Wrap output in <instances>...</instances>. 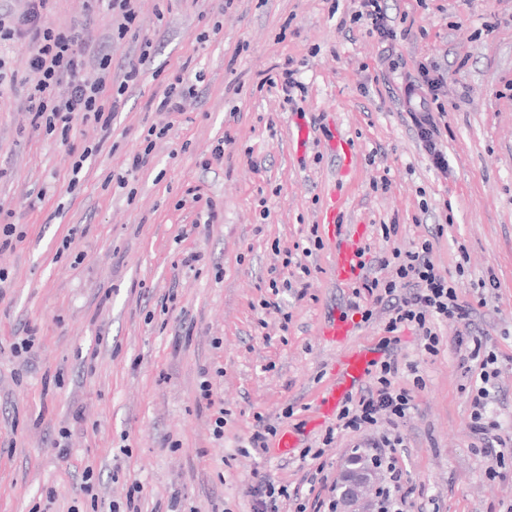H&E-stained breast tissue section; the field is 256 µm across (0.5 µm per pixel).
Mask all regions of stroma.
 <instances>
[{
  "mask_svg": "<svg viewBox=\"0 0 512 512\" xmlns=\"http://www.w3.org/2000/svg\"><path fill=\"white\" fill-rule=\"evenodd\" d=\"M387 5L398 20L389 54L350 23L353 0H141L122 38L105 0H53L43 21L76 33L85 78L100 53L111 52L118 80L142 38L156 45L107 138L78 119L65 138L33 130L24 91L35 45L0 44L12 76L0 86V209L26 232L0 251V512H108L136 482L141 512H168L174 495L179 512H252L249 489L263 479L309 506L339 500L308 478L321 467L338 483L350 457L370 461L357 435L336 431L304 463L239 449L260 417L315 437L305 425L333 361L320 327L349 293L332 279L330 245L301 255L305 293L281 289L276 310L263 302L270 269L291 278L282 253L306 244L332 191L347 223L367 225L371 253L432 241L501 363L491 408L512 432V0ZM288 58L304 85L292 106L268 83ZM423 63L448 75L436 118L443 172L403 98ZM178 69L194 93L170 117L149 101ZM338 132L357 156L345 176L327 148ZM220 140L224 158L211 161ZM143 150L147 165L126 174ZM382 180L387 189L374 190ZM212 204L219 220L195 227ZM384 223L397 235L383 238ZM190 252L202 256L192 268ZM489 277L497 287L480 289ZM29 327L26 360L14 345ZM458 331L441 327L433 355L400 334L397 387L425 381L393 451L413 490L408 512H512V451L491 461L468 429L475 375ZM205 377L211 407L199 399Z\"/></svg>",
  "mask_w": 512,
  "mask_h": 512,
  "instance_id": "1",
  "label": "stroma"
}]
</instances>
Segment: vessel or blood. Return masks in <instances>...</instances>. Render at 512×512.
<instances>
[{
    "mask_svg": "<svg viewBox=\"0 0 512 512\" xmlns=\"http://www.w3.org/2000/svg\"><path fill=\"white\" fill-rule=\"evenodd\" d=\"M342 204L336 196H329L319 215V222L326 228L334 249L331 260L332 277L336 285L354 282L360 275L359 252L366 242L362 225H345L341 222ZM355 326L351 321L331 319L321 330L324 343L336 348V360L328 386L317 400L309 421L318 427L335 416L339 404L353 393L368 376L375 359L371 348L352 345Z\"/></svg>",
    "mask_w": 512,
    "mask_h": 512,
    "instance_id": "obj_1",
    "label": "vessel or blood"
}]
</instances>
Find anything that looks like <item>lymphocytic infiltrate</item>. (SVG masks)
I'll return each mask as SVG.
<instances>
[{"mask_svg":"<svg viewBox=\"0 0 512 512\" xmlns=\"http://www.w3.org/2000/svg\"><path fill=\"white\" fill-rule=\"evenodd\" d=\"M49 0H27L21 13L0 11V42L21 37H31L37 48L30 60V67L37 80L27 93L28 112L33 128H45L46 132H69L73 118L93 121L103 132H110L112 120L119 106V98L137 83L139 66L150 60L153 48L151 39H143L139 45L136 65L130 66L120 83L112 81V59L101 55L98 76L95 80L84 79L81 62L74 49L76 37L70 32L43 24L42 18ZM67 83L66 96L57 97L53 89ZM445 83L443 73L436 67L420 66L418 74L404 87L406 100H418L419 112L412 122L435 169L446 167V159L438 146L439 129L434 114L444 111L439 92ZM430 240H420L410 251L393 250L391 255L379 257L381 268L387 269L388 277H363L359 288L353 289L348 308L370 318L371 308L383 305L389 314L385 326L386 335L382 347L384 360L377 362L372 384L360 390L342 404L337 415V427L353 433H362L376 426L380 417H387L395 427L406 418L414 407V391L423 388V378H416L414 389L399 388L395 380L399 362L394 355L399 329L412 327L418 331L426 353L438 351L440 336L436 323L470 324L473 309L459 302L447 276L443 275L431 259ZM469 360L478 364L479 386L471 398L470 433L482 444L487 455H495L497 449L512 446V437L502 434L501 425L489 415V384L501 375L497 355L484 352L482 339L471 336ZM374 467L385 469L388 480L376 493L380 512H404L409 490L395 459L375 458Z\"/></svg>","mask_w":512,"mask_h":512,"instance_id":"lymphocytic-infiltrate-1","label":"lymphocytic infiltrate"}]
</instances>
